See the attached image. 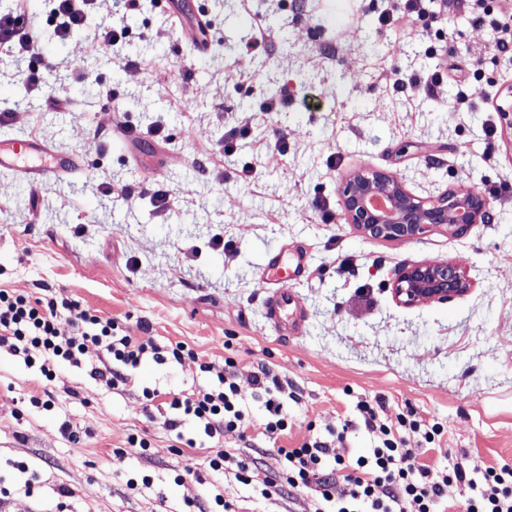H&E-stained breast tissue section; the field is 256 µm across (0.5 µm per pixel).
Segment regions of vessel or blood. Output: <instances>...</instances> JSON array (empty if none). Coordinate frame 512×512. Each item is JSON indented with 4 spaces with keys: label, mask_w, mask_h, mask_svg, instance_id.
I'll return each mask as SVG.
<instances>
[{
    "label": "vessel or blood",
    "mask_w": 512,
    "mask_h": 512,
    "mask_svg": "<svg viewBox=\"0 0 512 512\" xmlns=\"http://www.w3.org/2000/svg\"><path fill=\"white\" fill-rule=\"evenodd\" d=\"M78 165V158L57 156L46 145L31 138L0 141V169L17 172L33 187L72 172ZM305 271L303 258L291 261L278 253L266 258L260 282L266 293V319L276 332H287L288 312L296 306L293 295L288 294L282 284L302 277Z\"/></svg>",
    "instance_id": "1"
}]
</instances>
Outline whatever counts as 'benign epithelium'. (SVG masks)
<instances>
[{"mask_svg": "<svg viewBox=\"0 0 512 512\" xmlns=\"http://www.w3.org/2000/svg\"><path fill=\"white\" fill-rule=\"evenodd\" d=\"M498 106L502 125L512 133V89ZM343 221L362 235L385 241H409L434 229L452 237L471 225L481 224L487 203L479 194H462L450 188L422 198L388 171L369 168L347 171L340 186ZM473 281L455 262L422 261L404 266L391 283L393 301L412 308L448 302L465 296Z\"/></svg>", "mask_w": 512, "mask_h": 512, "instance_id": "7a95c632", "label": "benign epithelium"}]
</instances>
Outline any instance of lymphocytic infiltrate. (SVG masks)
Wrapping results in <instances>:
<instances>
[{"instance_id": "lymphocytic-infiltrate-1", "label": "lymphocytic infiltrate", "mask_w": 512, "mask_h": 512, "mask_svg": "<svg viewBox=\"0 0 512 512\" xmlns=\"http://www.w3.org/2000/svg\"><path fill=\"white\" fill-rule=\"evenodd\" d=\"M46 20L59 39H70L87 23L90 14L101 12L103 0H46ZM35 19L27 0H16L12 11L0 14V47L21 56L34 57L38 44L30 32ZM99 347L105 356L102 366L90 377L106 388L117 390L129 380V371L146 358L182 362L193 352L182 342L159 345L152 338L128 334L112 318L98 315L79 302L60 303L12 289H0V348L51 376L60 363L79 366L87 346ZM203 372L216 378L211 388L192 394L173 395L167 403L165 421L178 430L184 421L202 427L210 438L236 436L253 446L255 425L246 407L247 394L236 382L240 362L226 357L223 365L201 363ZM252 392L262 396L266 419L262 434L277 440L288 434V390L270 369L252 373ZM367 431L377 439L369 454L354 459L337 454L328 441L309 439L294 448L280 449L282 466L261 473L254 459L217 451L209 461L212 471H233L246 485H257L262 495L277 496L288 488H307L316 496V512H447L452 491L467 486L472 495L466 512H512V467L489 465L469 468L457 462L447 467L424 460L426 445L435 443L444 428L426 422L416 412L397 414L388 421L383 402L366 400L357 404ZM421 433L425 445L409 447L405 431Z\"/></svg>"}]
</instances>
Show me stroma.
Masks as SVG:
<instances>
[{
	"instance_id": "obj_1",
	"label": "stroma",
	"mask_w": 512,
	"mask_h": 512,
	"mask_svg": "<svg viewBox=\"0 0 512 512\" xmlns=\"http://www.w3.org/2000/svg\"><path fill=\"white\" fill-rule=\"evenodd\" d=\"M387 0H209L214 41L186 52L191 12L179 21L142 0L126 13L131 31L125 69L92 31L59 41L40 32L49 68L41 86L26 77L34 60L0 53V139L23 136L85 158L83 171L33 188L0 171V289L75 299L116 318L133 336L182 342L195 359L145 360L121 389L81 367L58 365L44 382L23 360L0 352V512H183L186 501L233 502L237 512H314L308 490L264 497L258 486L212 472L216 448L240 453L235 436L212 444L196 426L175 434L162 415L146 416L144 393H191L208 387L198 364L241 360L238 383L250 390L249 365L266 364L287 380L290 429L274 443L257 438L259 465L279 469V448L346 430L344 455L365 454L374 437L359 418L362 399L383 398L388 415L414 409L446 433L431 462L512 465V135L496 109L512 86V51H493L494 32L473 24L456 0L451 32L419 36L402 17L380 25ZM271 37L246 52L257 28ZM444 64L453 81L432 95L395 84L393 70L421 76ZM477 75L491 103L454 109L457 80ZM287 95L279 112L264 98ZM247 122L237 152L219 146L225 125ZM162 121L174 135L115 142L112 128ZM288 141L287 154L272 145ZM257 170L255 182L236 175ZM381 168L421 197L475 187L489 203L486 223L457 237L434 230L408 242L362 236L324 223L312 201L339 209L346 171ZM135 193L113 201L99 185ZM151 183L172 191L155 212L136 193ZM223 233L235 252L210 245ZM303 255L308 274L288 282L303 332L276 334L262 305L260 267L269 252ZM451 260L473 279L462 298L403 308L388 286L398 269ZM49 390L52 406L31 403ZM149 443L127 451L129 437ZM195 439L192 448L181 437ZM125 449L124 457L113 454ZM199 475H185L186 463ZM69 496H61V489ZM166 503H159V494Z\"/></svg>"
}]
</instances>
